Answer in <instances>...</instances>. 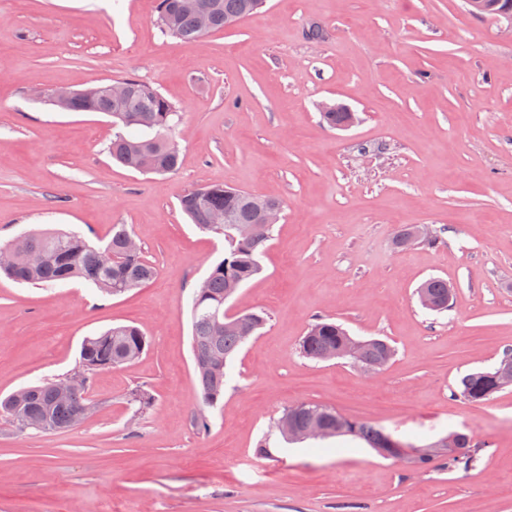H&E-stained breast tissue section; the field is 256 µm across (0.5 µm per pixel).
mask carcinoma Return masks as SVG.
Here are the masks:
<instances>
[{"instance_id":"carcinoma-1","label":"carcinoma","mask_w":512,"mask_h":512,"mask_svg":"<svg viewBox=\"0 0 512 512\" xmlns=\"http://www.w3.org/2000/svg\"><path fill=\"white\" fill-rule=\"evenodd\" d=\"M265 0H159L157 24L169 36L193 41L208 32L222 31L230 20H242L260 11ZM128 87L121 98L114 99L89 88L70 98L59 108L67 112H104L112 117L115 132L108 147L110 157L135 170L165 175L177 171L180 147L175 131L181 114L151 84L137 79L118 82ZM277 200L257 197L244 190L210 185L202 193L193 190L180 199L182 213L203 232L224 240V257L215 263L192 295V352L196 378L203 403L215 406L224 396L229 377L228 364L246 344L242 328L256 333L266 322L263 312L245 311L230 316L224 311L229 300L230 283L244 285L261 272L260 256L272 239L273 225L258 220L259 211ZM224 214L230 224H215ZM135 238L126 224L112 225V233L103 246L89 244L74 231L24 233L13 243L0 247V272L21 284L54 288L73 279L94 285L105 295L117 296L141 288L157 276L155 267L142 255L140 244L126 249V241ZM434 299L448 302V282L430 278L418 288ZM354 341L339 324L322 319L311 325L299 343L303 357L328 361ZM149 340L139 328L114 325L97 336L84 339L79 368L81 378L75 380L69 393H57L60 379H51L0 399V416L21 431L39 433L68 430L80 410L90 414L87 396L89 376L96 371L121 366L138 359ZM368 356L386 366L395 350L387 341L371 339ZM488 372L476 371L460 380V396L468 402H482L507 387L500 381L487 379ZM323 426L328 437H349L365 443L378 453H392L393 435L384 428L360 419L348 418L337 411L308 404L295 413L286 409L276 430L284 440L296 442L288 428L297 433ZM446 457L451 465H467L473 453L466 439L459 448H441L415 461L422 466Z\"/></svg>"}]
</instances>
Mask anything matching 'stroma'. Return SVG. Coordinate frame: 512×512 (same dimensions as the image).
<instances>
[{
  "label": "stroma",
  "instance_id": "35a3bbf8",
  "mask_svg": "<svg viewBox=\"0 0 512 512\" xmlns=\"http://www.w3.org/2000/svg\"><path fill=\"white\" fill-rule=\"evenodd\" d=\"M157 3L0 0V245L38 228L102 245L128 224L158 271L120 296L0 277L1 397L72 372L83 339L112 325L149 339L91 375L82 427L22 432L0 417V512H512V386L479 403L458 390L512 351V20L464 0H268L186 42L160 32ZM314 25L324 39L308 38ZM128 78L182 114L175 173L113 162L110 116L40 98ZM336 103L351 127L323 120ZM224 183L284 210L262 273L225 305L267 321L207 407L190 302L224 243L179 199ZM416 226L432 241L395 248ZM431 277L453 290L446 311L419 303ZM320 319L387 340L393 360L366 374L304 358ZM138 388L153 397L140 414ZM298 403L418 445L463 433L477 459L418 467L347 438L287 444L275 424Z\"/></svg>",
  "mask_w": 512,
  "mask_h": 512
}]
</instances>
